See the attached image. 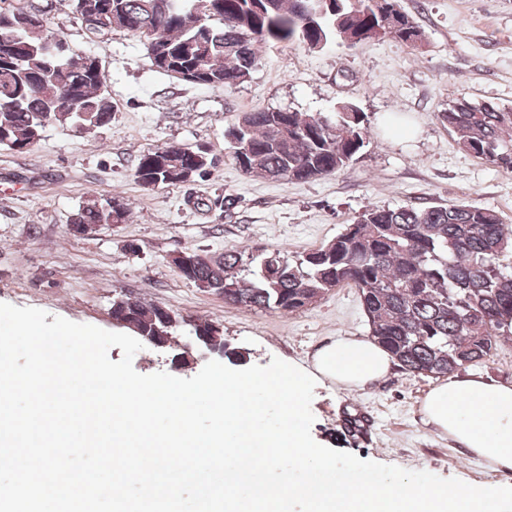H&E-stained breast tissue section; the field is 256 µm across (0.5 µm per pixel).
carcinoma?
Masks as SVG:
<instances>
[{
  "label": "carcinoma",
  "instance_id": "carcinoma-1",
  "mask_svg": "<svg viewBox=\"0 0 512 512\" xmlns=\"http://www.w3.org/2000/svg\"><path fill=\"white\" fill-rule=\"evenodd\" d=\"M93 41L116 29L142 41L152 67L197 86L232 88L251 78L270 42L319 51L353 48L379 36L411 46L423 32L399 0H72ZM108 75L95 57L77 54L39 10L0 7V146L34 148L47 124L88 132L112 122ZM460 148L512 172V108L459 99L439 114ZM365 113L352 103L331 115L291 110L246 112L225 132L238 167L276 181L307 182L338 172L367 146ZM214 164L202 148L176 145L140 155L134 176L145 187L177 185ZM127 207L102 195L73 213L88 234L126 221ZM187 281L244 307L302 312L312 299L351 285L358 289L371 338L402 371L453 375L485 363L512 337V226L488 208L466 203L370 209L334 239L292 258L236 250L199 256ZM144 341L171 336L181 323L161 307L127 298L112 303ZM195 328L232 365L242 356L214 323ZM369 419L347 414L333 433L356 445Z\"/></svg>",
  "mask_w": 512,
  "mask_h": 512
}]
</instances>
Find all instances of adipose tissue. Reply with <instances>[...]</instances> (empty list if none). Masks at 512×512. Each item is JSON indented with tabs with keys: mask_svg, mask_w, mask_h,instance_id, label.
Returning <instances> with one entry per match:
<instances>
[{
	"mask_svg": "<svg viewBox=\"0 0 512 512\" xmlns=\"http://www.w3.org/2000/svg\"><path fill=\"white\" fill-rule=\"evenodd\" d=\"M427 426L467 448L495 470H512V382L481 376L437 379L424 396Z\"/></svg>",
	"mask_w": 512,
	"mask_h": 512,
	"instance_id": "obj_1",
	"label": "adipose tissue"
}]
</instances>
